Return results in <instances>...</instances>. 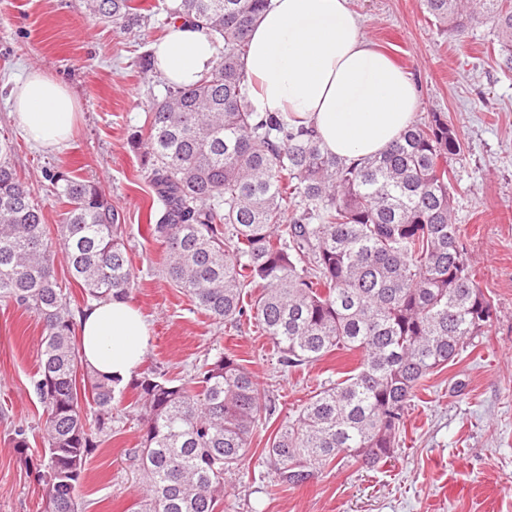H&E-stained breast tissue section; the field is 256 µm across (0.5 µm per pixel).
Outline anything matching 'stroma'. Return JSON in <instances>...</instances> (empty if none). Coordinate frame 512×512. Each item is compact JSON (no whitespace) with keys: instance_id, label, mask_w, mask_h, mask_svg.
Returning a JSON list of instances; mask_svg holds the SVG:
<instances>
[{"instance_id":"stroma-1","label":"stroma","mask_w":512,"mask_h":512,"mask_svg":"<svg viewBox=\"0 0 512 512\" xmlns=\"http://www.w3.org/2000/svg\"><path fill=\"white\" fill-rule=\"evenodd\" d=\"M144 3L148 20L119 33L90 13L87 0H0V133L12 138L13 165L44 204L49 229L62 206L43 178L48 168L97 182L121 213L138 274L131 302L151 324L144 369L178 379L226 354L255 376L274 413L260 422L239 472L227 477L224 512H512V78L484 53L497 41L494 27L474 16L458 42L433 24L421 0H351L368 37L410 72L419 121L439 112L459 133L465 158L451 175L453 218L497 318L476 348L421 384L391 457L334 462L291 488L276 482L265 450L279 426L343 379L357 356L335 352L286 367L255 321L214 322L162 278L163 251L147 230L157 196L132 138L147 135L148 113L167 93L138 62L164 36L171 0ZM31 69L64 81L80 104L66 147L31 146L10 114L9 89ZM42 332L34 314L0 304V512L45 508L35 466L46 414L33 386ZM132 399L129 387L117 396L112 435L86 465L78 488L86 512H137L144 498ZM19 428L28 440L26 465L11 444Z\"/></svg>"}]
</instances>
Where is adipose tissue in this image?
<instances>
[{
	"instance_id": "obj_1",
	"label": "adipose tissue",
	"mask_w": 512,
	"mask_h": 512,
	"mask_svg": "<svg viewBox=\"0 0 512 512\" xmlns=\"http://www.w3.org/2000/svg\"><path fill=\"white\" fill-rule=\"evenodd\" d=\"M217 54L210 34L178 21L153 48L154 71L190 86ZM241 65L256 112L313 128L330 155L348 162L384 152L420 110L410 74L367 36L348 0H271L250 28ZM10 96L29 143H68L80 112L65 83L34 69ZM149 336L142 312L123 300L92 302L79 318L82 361L109 379L124 381L139 369Z\"/></svg>"
}]
</instances>
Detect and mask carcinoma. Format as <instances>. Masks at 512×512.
I'll return each instance as SVG.
<instances>
[{"label": "carcinoma", "mask_w": 512, "mask_h": 512, "mask_svg": "<svg viewBox=\"0 0 512 512\" xmlns=\"http://www.w3.org/2000/svg\"><path fill=\"white\" fill-rule=\"evenodd\" d=\"M120 31L147 17L137 0H88ZM270 0H172L167 20L201 25L224 45L212 71L153 108L144 146L163 209L148 231L164 248L160 271L214 320H254L297 368L357 351L345 379L309 398L266 449L276 480L312 482L332 460L390 457L404 411L428 376L492 326L495 309L475 280L452 222L451 166L463 161L448 119L432 113L383 153L347 163L315 131L253 111L241 57ZM461 37L468 14L497 30L512 70V0H422ZM0 136V301L36 315L43 343L34 389L46 409L37 470L45 512H83L77 487L112 434L117 383L79 358L69 296L58 285L44 205L17 175ZM66 206L57 226L71 281L86 300L130 298L137 275L126 225L100 186L49 169ZM259 289L245 308V288ZM144 512H217L224 476L249 454L273 415L254 375L221 355L174 383L135 380Z\"/></svg>", "instance_id": "1"}]
</instances>
